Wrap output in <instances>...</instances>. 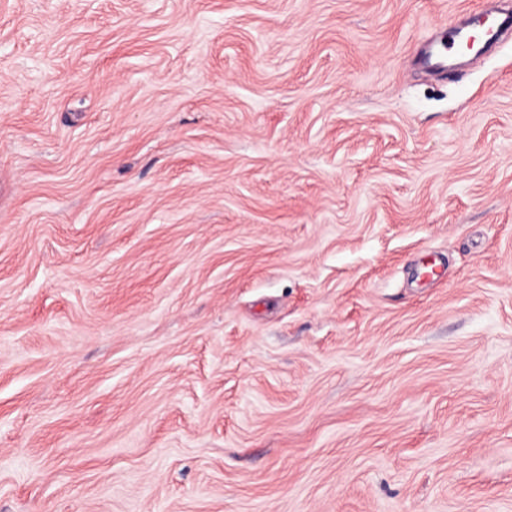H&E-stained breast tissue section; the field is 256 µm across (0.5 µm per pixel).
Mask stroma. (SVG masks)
Here are the masks:
<instances>
[{
    "label": "stroma",
    "mask_w": 512,
    "mask_h": 512,
    "mask_svg": "<svg viewBox=\"0 0 512 512\" xmlns=\"http://www.w3.org/2000/svg\"><path fill=\"white\" fill-rule=\"evenodd\" d=\"M490 1L0 0V512H512ZM477 27L481 29L482 38L476 43V38L468 35L471 28L457 25L448 29L447 40L440 47H428L420 56L421 63L432 71H439L448 67V54L454 49H474L480 44H491L511 36L512 13L506 12L497 17L482 15L478 19Z\"/></svg>",
    "instance_id": "35a3bbf8"
}]
</instances>
